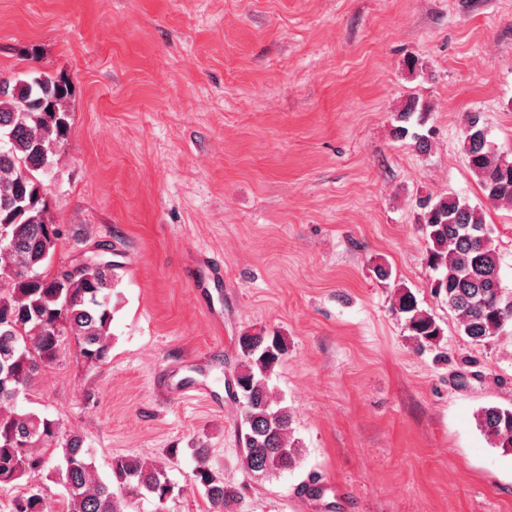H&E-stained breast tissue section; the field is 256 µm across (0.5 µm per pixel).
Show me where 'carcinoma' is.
Instances as JSON below:
<instances>
[{"mask_svg": "<svg viewBox=\"0 0 512 512\" xmlns=\"http://www.w3.org/2000/svg\"><path fill=\"white\" fill-rule=\"evenodd\" d=\"M70 86L62 77L41 75L30 81H0V490L32 482L10 499L9 512H49L52 486L64 489L66 512H125L124 494L149 496L163 504L173 493L163 467L130 456H114L102 478L84 448L83 437L68 433L57 420L18 409L19 401L42 368L60 356L63 342L76 340L83 362L98 366L111 350L112 290L120 266L96 261L84 273L52 272L61 231L47 214L44 184L58 163L71 128ZM478 112L467 115L463 153L486 198L512 207V159L477 136ZM423 227L427 263L438 276L432 293L448 305L458 327L473 343H486L512 324V289L503 285L491 230L482 211L453 195L427 198ZM409 314L407 329L431 345L442 329L418 309L407 292L398 301ZM244 364L236 376L243 400L244 464L261 475L292 469L299 447L290 441L291 416L274 404L270 372L284 354L277 338L245 334L239 338ZM478 425L495 448L512 454V409L480 410ZM195 481L203 488L209 512H224L236 498L209 465L207 450H194Z\"/></svg>", "mask_w": 512, "mask_h": 512, "instance_id": "cac0c4a2", "label": "carcinoma"}]
</instances>
